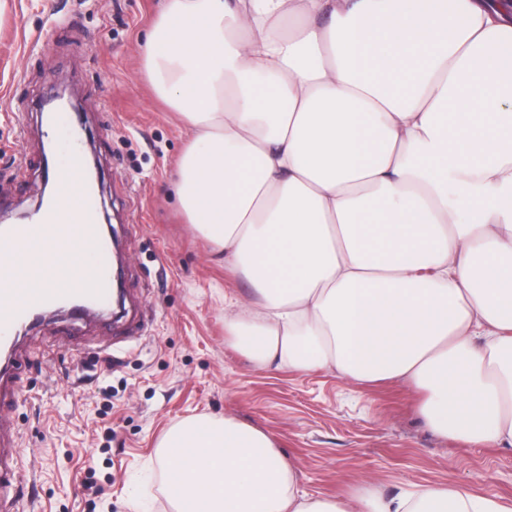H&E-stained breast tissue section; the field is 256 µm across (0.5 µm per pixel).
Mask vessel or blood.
Segmentation results:
<instances>
[{
	"label": "vessel or blood",
	"mask_w": 512,
	"mask_h": 512,
	"mask_svg": "<svg viewBox=\"0 0 512 512\" xmlns=\"http://www.w3.org/2000/svg\"><path fill=\"white\" fill-rule=\"evenodd\" d=\"M53 125L72 147L68 163L61 172H53L56 201L30 224L0 227V340L32 321L34 315L71 296L81 297L86 304L106 306L112 299V240L90 225L97 211L96 193L83 177L84 157L75 144L78 130L69 125L66 114L54 117ZM39 238L53 247L68 252L73 263L83 254L93 253L95 265L80 279H62L47 288H18L13 271L16 256L13 244Z\"/></svg>",
	"instance_id": "1"
}]
</instances>
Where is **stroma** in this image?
Here are the masks:
<instances>
[{
	"mask_svg": "<svg viewBox=\"0 0 512 512\" xmlns=\"http://www.w3.org/2000/svg\"><path fill=\"white\" fill-rule=\"evenodd\" d=\"M159 0H0V208H33L41 123L54 81L75 89L110 233L123 254L126 318L92 310L31 326L1 381L0 450L11 512H173L158 445L196 415L266 432L300 489L343 497L364 481L386 495L444 482L512 499V447L432 432L420 393L332 370L259 369L224 331L225 298L249 288L188 223L173 189L194 131L156 96L141 45Z\"/></svg>",
	"mask_w": 512,
	"mask_h": 512,
	"instance_id": "obj_1",
	"label": "stroma"
}]
</instances>
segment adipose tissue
Wrapping results in <instances>:
<instances>
[{"label": "adipose tissue", "instance_id": "1", "mask_svg": "<svg viewBox=\"0 0 512 512\" xmlns=\"http://www.w3.org/2000/svg\"><path fill=\"white\" fill-rule=\"evenodd\" d=\"M164 0L146 75L195 131L189 223L247 282L230 336L260 368L421 390L436 434L512 447V46L499 0ZM64 252L20 248L52 282ZM189 448L173 458L172 449ZM160 457L174 512H512L462 483L313 498L264 431L196 417Z\"/></svg>", "mask_w": 512, "mask_h": 512}]
</instances>
